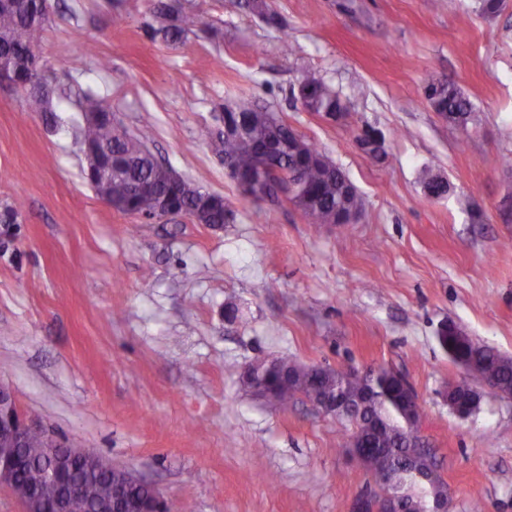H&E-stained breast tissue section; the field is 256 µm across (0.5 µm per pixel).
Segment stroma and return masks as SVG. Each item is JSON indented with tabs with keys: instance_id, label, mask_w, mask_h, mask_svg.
Wrapping results in <instances>:
<instances>
[{
	"instance_id": "35a3bbf8",
	"label": "stroma",
	"mask_w": 512,
	"mask_h": 512,
	"mask_svg": "<svg viewBox=\"0 0 512 512\" xmlns=\"http://www.w3.org/2000/svg\"><path fill=\"white\" fill-rule=\"evenodd\" d=\"M155 0H49L40 63L104 98L116 121L193 185L222 195V228L109 208L84 180L72 113L57 127L0 81V381L19 409L151 482L171 512H351L376 490L352 425L288 409L242 381L259 359L384 367L417 392L418 434L450 512H512V399L466 378L438 336L455 325L512 357V0H182L213 29L152 36ZM289 37L293 53L282 49ZM322 79L345 116L296 101ZM434 79L474 107L469 136L428 107ZM247 94L356 186L352 224H310L285 200L253 204L206 142ZM384 140L372 158L357 138ZM447 181L429 196L427 175ZM467 379V378H466Z\"/></svg>"
}]
</instances>
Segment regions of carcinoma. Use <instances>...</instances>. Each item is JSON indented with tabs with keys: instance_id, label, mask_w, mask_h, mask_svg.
<instances>
[{
	"instance_id": "cac0c4a2",
	"label": "carcinoma",
	"mask_w": 512,
	"mask_h": 512,
	"mask_svg": "<svg viewBox=\"0 0 512 512\" xmlns=\"http://www.w3.org/2000/svg\"><path fill=\"white\" fill-rule=\"evenodd\" d=\"M15 6L0 8V57L9 56L13 70L27 78L34 76L36 56L28 40L33 24H43L49 16L48 0H14ZM239 6L268 23L275 22L267 0H241ZM149 30L169 42H178L194 30L211 27L207 18L198 12L187 11L181 0H157ZM304 110L320 116L344 111L339 95L324 81L304 78L298 88ZM425 99L432 110L448 115V121L462 132H468L473 105L453 83L439 80L425 88ZM67 103L80 114L81 121L73 127L75 142L80 148L87 144L112 146V181L106 185H92L96 194L112 198V203L134 215H152L157 198L167 195L174 209L196 217L198 224H224L228 211L224 196L204 192L186 179L170 183L158 171V163L145 144L133 133H118L113 127L91 119L97 112H106L110 106L100 96L63 84L55 79L50 89H26V105L32 112L44 114L48 123H57L58 104ZM241 117L248 132L240 138H227L224 129L217 127L207 134L208 146L219 158L230 159L240 178L257 187L291 180L298 185L295 206L300 208L310 224H336L359 205L356 187L346 173L308 143L288 124L260 105L252 96L241 95L235 101L231 118ZM264 158L266 170L257 169L259 158ZM451 358H473L486 379L504 396L512 397V358L492 347L467 344L448 337ZM287 379L279 373L269 375L274 386L276 403L281 407L298 397L318 401L339 392L356 395L369 392L372 400L368 408L348 418L354 426L351 440H358L368 449L365 468L385 479L388 487L405 497H416L424 506L433 498L448 494L426 453L415 449L414 412L404 389L388 370L362 377L353 370L334 369L320 365L305 366L285 358L279 359ZM73 468L84 474V487L90 500L101 502L111 498L116 486L138 498L148 489L135 483L127 472L118 470L107 481L87 472L85 465L76 462Z\"/></svg>"
}]
</instances>
